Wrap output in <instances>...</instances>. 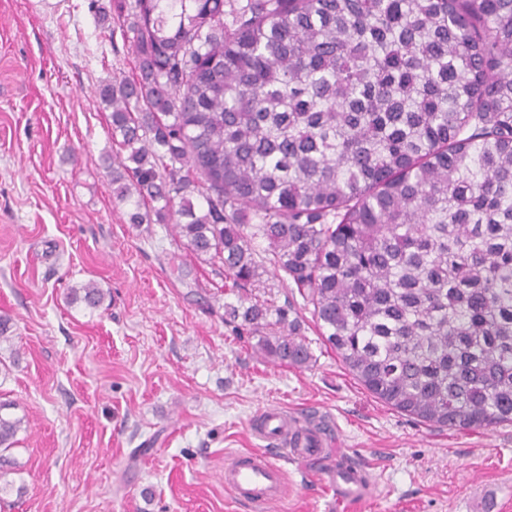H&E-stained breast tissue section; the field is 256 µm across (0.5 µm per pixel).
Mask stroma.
I'll return each mask as SVG.
<instances>
[{"instance_id":"35a3bbf8","label":"stroma","mask_w":512,"mask_h":512,"mask_svg":"<svg viewBox=\"0 0 512 512\" xmlns=\"http://www.w3.org/2000/svg\"><path fill=\"white\" fill-rule=\"evenodd\" d=\"M112 0H0V403L25 418L10 455L24 486L6 512H248L224 464L263 449L250 422L276 406L319 413L375 478L369 502L337 500L321 465H287L272 512H512V424L424 423L365 390L310 308L267 274L236 294L222 267L171 225L133 224L112 195L101 84L131 76L113 47ZM96 280V311L70 303ZM287 307L312 362L257 355L224 306Z\"/></svg>"}]
</instances>
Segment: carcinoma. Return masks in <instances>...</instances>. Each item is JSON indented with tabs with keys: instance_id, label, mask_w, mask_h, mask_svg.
I'll use <instances>...</instances> for the list:
<instances>
[{
	"instance_id": "carcinoma-1",
	"label": "carcinoma",
	"mask_w": 512,
	"mask_h": 512,
	"mask_svg": "<svg viewBox=\"0 0 512 512\" xmlns=\"http://www.w3.org/2000/svg\"><path fill=\"white\" fill-rule=\"evenodd\" d=\"M134 72L99 88L133 224H173L231 287L266 267L374 397L512 423V0H113ZM231 24L224 23V15ZM266 243L256 259L255 243ZM104 299L88 281L70 301ZM284 365L288 309L224 305ZM0 404V503L22 417Z\"/></svg>"
}]
</instances>
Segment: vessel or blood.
I'll list each match as a JSON object with an SVG mask.
<instances>
[{
	"mask_svg": "<svg viewBox=\"0 0 512 512\" xmlns=\"http://www.w3.org/2000/svg\"><path fill=\"white\" fill-rule=\"evenodd\" d=\"M253 432L267 445L277 447L278 456L266 452L236 455L224 466V487L240 504L253 512H267L285 493V462L303 465L329 457L326 479L337 499L362 501L375 496L377 483L366 467L352 461L343 448H324L319 434L303 430L287 411L266 407L251 422Z\"/></svg>",
	"mask_w": 512,
	"mask_h": 512,
	"instance_id": "vessel-or-blood-1",
	"label": "vessel or blood"
}]
</instances>
